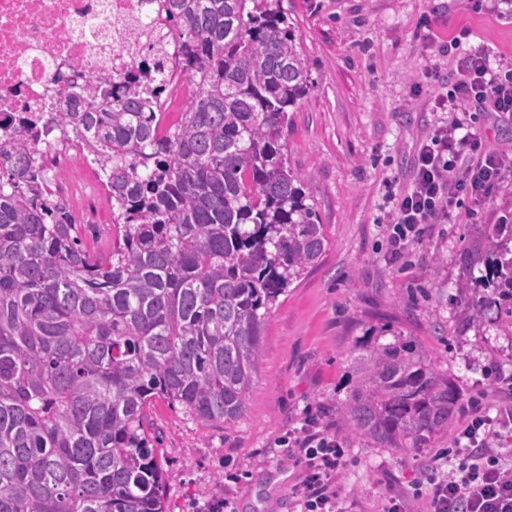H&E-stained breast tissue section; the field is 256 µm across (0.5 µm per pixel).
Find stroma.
Instances as JSON below:
<instances>
[{
	"instance_id": "stroma-1",
	"label": "stroma",
	"mask_w": 512,
	"mask_h": 512,
	"mask_svg": "<svg viewBox=\"0 0 512 512\" xmlns=\"http://www.w3.org/2000/svg\"><path fill=\"white\" fill-rule=\"evenodd\" d=\"M301 36L313 85L292 114L285 140L289 164L308 176L306 191L329 245L269 311L263 357L246 409L234 423L209 421L180 405L154 400L148 435L163 470L165 512L230 497L237 512H294L292 488L305 463L285 443L307 414L342 439L347 467L338 479L344 512H387L406 498L410 512H429L422 463L453 447L473 400L495 406L512 391V338L499 335L496 312L467 324L456 292L470 272L464 244L486 225L512 235V177L489 202L463 198L452 224L435 225L390 261L387 228L395 198L412 186L419 141L438 119L436 93L456 80L457 59L439 46L461 37L467 51L512 67V14L476 8L473 0H282ZM430 26H423V18ZM488 151L512 147V115L470 114ZM66 177L85 222L81 240L107 250L112 214L93 186L95 168L74 161ZM400 339L451 377L462 404L432 447L399 453L351 434L336 405L355 385L353 353Z\"/></svg>"
}]
</instances>
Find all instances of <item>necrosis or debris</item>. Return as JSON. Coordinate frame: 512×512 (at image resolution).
<instances>
[{
  "mask_svg": "<svg viewBox=\"0 0 512 512\" xmlns=\"http://www.w3.org/2000/svg\"><path fill=\"white\" fill-rule=\"evenodd\" d=\"M141 8L140 0H0V124L26 133L29 117L58 105L62 77L95 81L147 56L149 37L127 27ZM180 54L166 37L157 112H171L175 90L197 88Z\"/></svg>",
  "mask_w": 512,
  "mask_h": 512,
  "instance_id": "4bbe7bcc",
  "label": "necrosis or debris"
}]
</instances>
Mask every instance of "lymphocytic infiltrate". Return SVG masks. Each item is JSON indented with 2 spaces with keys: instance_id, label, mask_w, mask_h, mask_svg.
I'll return each instance as SVG.
<instances>
[{
  "instance_id": "f902f5d3",
  "label": "lymphocytic infiltrate",
  "mask_w": 512,
  "mask_h": 512,
  "mask_svg": "<svg viewBox=\"0 0 512 512\" xmlns=\"http://www.w3.org/2000/svg\"><path fill=\"white\" fill-rule=\"evenodd\" d=\"M451 46L462 52L457 79L450 92L434 97L435 108L450 118L420 145L413 188L394 207L389 244L395 259L428 225L449 223L459 194L487 199L512 176V152L483 153L481 136L466 119L475 103L512 112V71L492 68L483 53L462 51L461 41ZM460 438L448 451L447 471L429 476L431 512H512V457L499 449L512 441V408L492 414L474 406ZM293 443L306 460L305 475L292 491L300 512H342L337 479L346 461L339 439L310 419L294 432Z\"/></svg>"
}]
</instances>
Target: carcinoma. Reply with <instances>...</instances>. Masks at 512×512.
<instances>
[{"label": "carcinoma", "instance_id": "cac0c4a2", "mask_svg": "<svg viewBox=\"0 0 512 512\" xmlns=\"http://www.w3.org/2000/svg\"><path fill=\"white\" fill-rule=\"evenodd\" d=\"M198 90L161 130V65L67 90L31 135L0 136V512H163L144 421L155 398L231 424L261 361L266 315L323 255L306 177L282 138L312 85L282 0H167ZM112 190L108 256L56 205L46 151L71 140ZM511 258H505V255ZM468 321L512 336V247L497 224L463 261ZM337 404L377 448L430 447L461 394L395 340L354 358Z\"/></svg>", "mask_w": 512, "mask_h": 512}]
</instances>
